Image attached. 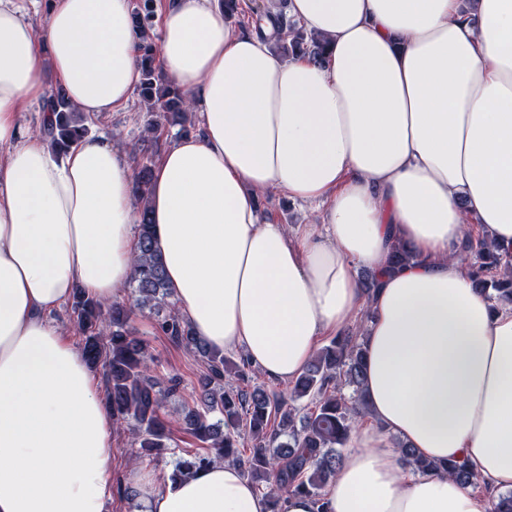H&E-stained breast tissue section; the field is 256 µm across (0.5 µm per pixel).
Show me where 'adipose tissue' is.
Returning a JSON list of instances; mask_svg holds the SVG:
<instances>
[{
  "label": "adipose tissue",
  "instance_id": "ef3b65f1",
  "mask_svg": "<svg viewBox=\"0 0 512 512\" xmlns=\"http://www.w3.org/2000/svg\"><path fill=\"white\" fill-rule=\"evenodd\" d=\"M323 42L283 59L219 0H161L159 72L198 115L164 152L149 214L178 312L210 347L275 382L321 336L366 317L367 415L324 503L284 512H490L512 491V305L491 307L459 257L512 254V0H289ZM132 0H51L35 24L0 0V512H103L112 419L86 358L48 311L75 290L121 297L138 251L135 175L109 140L62 153L24 132L60 89L89 117L141 81ZM319 211L266 220L263 192ZM418 261L394 271L393 244ZM378 272L366 294L354 270ZM466 461L477 484L400 462ZM138 512H270L232 462L139 470Z\"/></svg>",
  "mask_w": 512,
  "mask_h": 512
}]
</instances>
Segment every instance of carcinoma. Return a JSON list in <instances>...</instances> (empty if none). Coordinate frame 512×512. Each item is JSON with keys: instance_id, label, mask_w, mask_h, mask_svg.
Returning a JSON list of instances; mask_svg holds the SVG:
<instances>
[{"instance_id": "obj_1", "label": "carcinoma", "mask_w": 512, "mask_h": 512, "mask_svg": "<svg viewBox=\"0 0 512 512\" xmlns=\"http://www.w3.org/2000/svg\"><path fill=\"white\" fill-rule=\"evenodd\" d=\"M155 11V0H134L131 18L141 36L138 95L147 101L150 111L163 112L167 119L184 125L190 112L183 94L160 76L155 65L157 46L150 36ZM254 14L255 29L260 34L263 21L272 20L268 41L284 56L322 55L321 40L298 26L283 9L273 14L268 6L258 3ZM45 111L53 119L41 122L40 128L52 149L63 152L88 135L83 113L60 91L51 92ZM151 177L152 164L148 162L135 174L134 197L140 204L138 254L132 279L138 293L136 304H105L80 291L71 302L70 323L84 337L87 361L105 369L112 419L133 423L131 434L148 455L158 454L169 445L171 422L161 409L165 394L175 392L176 386L165 389L164 382L152 375L145 343L135 336L132 326L136 307L150 304L157 331L205 365L195 389V407L183 410L181 424L206 447L192 460H178L173 476L184 477L217 460H228L238 463L255 488L268 498L270 512H283L282 501L290 494L323 501L341 465L348 435L358 419L366 415L362 401L366 374L363 337L354 332L336 335L313 356L287 393L251 385L254 371L245 358L234 361L223 351L207 346L169 307L165 268L147 207ZM462 251L475 258L473 287L494 307L512 304V271L497 272L500 266L509 265V260L485 243L468 241ZM417 258L409 244L398 241L389 254L388 268L395 270ZM345 386L352 388V397L342 393ZM304 399L307 404L303 413L296 402ZM213 413L220 418L211 420ZM400 453L402 461L417 472L441 470L466 485L473 484V475L464 464L430 463L405 445Z\"/></svg>"}]
</instances>
